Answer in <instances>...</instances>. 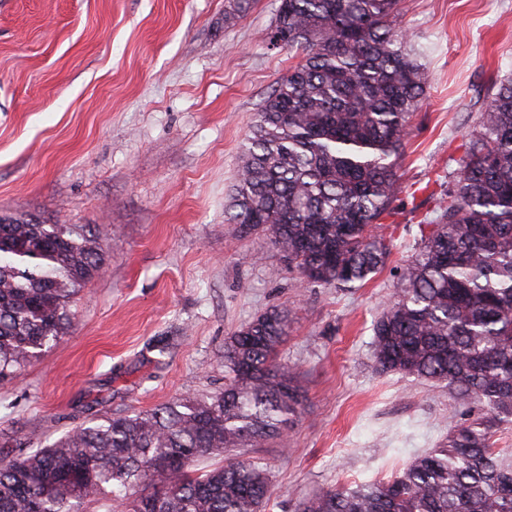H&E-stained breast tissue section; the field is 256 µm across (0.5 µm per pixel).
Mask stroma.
<instances>
[{"label": "stroma", "instance_id": "obj_1", "mask_svg": "<svg viewBox=\"0 0 512 512\" xmlns=\"http://www.w3.org/2000/svg\"><path fill=\"white\" fill-rule=\"evenodd\" d=\"M0 0V215L103 229V272L73 328L0 382V456L96 414L224 385V342L257 314L293 321L277 359L304 398L283 439L248 449L268 512L401 472L482 417L447 385L376 370L373 324L433 208L420 185L456 172L479 112L512 76V0H400L429 88L400 160L392 251L358 288L307 284L267 233L224 212L249 122L297 61L271 44L280 0ZM169 344L153 348L158 337Z\"/></svg>", "mask_w": 512, "mask_h": 512}]
</instances>
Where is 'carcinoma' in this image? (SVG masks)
Wrapping results in <instances>:
<instances>
[{"label":"carcinoma","instance_id":"carcinoma-1","mask_svg":"<svg viewBox=\"0 0 512 512\" xmlns=\"http://www.w3.org/2000/svg\"><path fill=\"white\" fill-rule=\"evenodd\" d=\"M398 0H281L274 30L299 61L250 122L225 223L261 230L309 283L354 288L391 243L398 160L428 76ZM418 224L401 288L374 324L381 372L444 381L488 420L456 427L388 480L328 488L297 512H512V79L497 83L455 179ZM97 224L0 216V379L72 328L70 303L103 270ZM288 314L267 310L224 342V388L153 409L96 415L33 452L0 457V512H75L90 495L138 492L130 512H266L267 468L197 462L283 437L301 406L277 361Z\"/></svg>","mask_w":512,"mask_h":512}]
</instances>
